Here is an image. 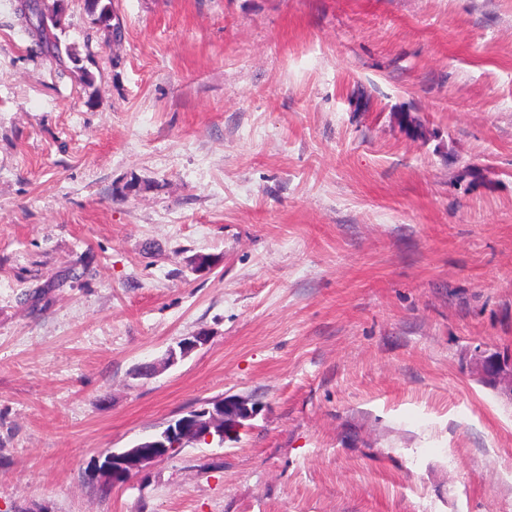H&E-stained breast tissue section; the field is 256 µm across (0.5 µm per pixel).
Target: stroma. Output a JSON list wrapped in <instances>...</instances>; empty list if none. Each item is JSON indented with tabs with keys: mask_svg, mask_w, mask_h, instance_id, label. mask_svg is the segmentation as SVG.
I'll list each match as a JSON object with an SVG mask.
<instances>
[{
	"mask_svg": "<svg viewBox=\"0 0 512 512\" xmlns=\"http://www.w3.org/2000/svg\"><path fill=\"white\" fill-rule=\"evenodd\" d=\"M18 4L0 512H512V0H69L88 86ZM224 395L237 441L102 483ZM87 9L95 16V21L102 26L109 36L118 41L121 39L119 26H113L112 21V0H85Z\"/></svg>",
	"mask_w": 512,
	"mask_h": 512,
	"instance_id": "obj_1",
	"label": "stroma"
}]
</instances>
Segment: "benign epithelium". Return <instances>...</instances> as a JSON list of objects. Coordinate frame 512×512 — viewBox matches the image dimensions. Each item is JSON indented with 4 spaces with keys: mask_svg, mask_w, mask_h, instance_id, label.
Returning <instances> with one entry per match:
<instances>
[{
    "mask_svg": "<svg viewBox=\"0 0 512 512\" xmlns=\"http://www.w3.org/2000/svg\"><path fill=\"white\" fill-rule=\"evenodd\" d=\"M205 344L203 336L184 338L178 343V349L169 350L166 361L174 363L177 356L185 357ZM258 410L256 403L241 395L213 400L172 422L167 431L153 434L131 448L105 452L104 460L97 467L98 475L105 484L114 487L128 483L169 453L171 447L167 440L175 434L182 442L203 440L209 443L216 439L222 444L234 441L238 439L244 422L256 416Z\"/></svg>",
    "mask_w": 512,
    "mask_h": 512,
    "instance_id": "benign-epithelium-1",
    "label": "benign epithelium"
}]
</instances>
